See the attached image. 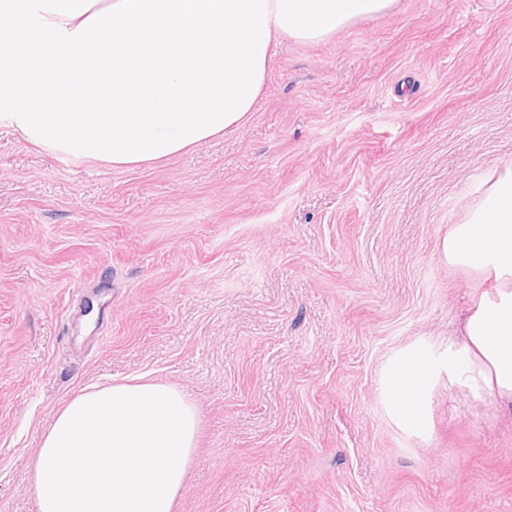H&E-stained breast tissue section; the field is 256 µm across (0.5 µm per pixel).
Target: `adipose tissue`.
<instances>
[{"label": "adipose tissue", "mask_w": 512, "mask_h": 512, "mask_svg": "<svg viewBox=\"0 0 512 512\" xmlns=\"http://www.w3.org/2000/svg\"><path fill=\"white\" fill-rule=\"evenodd\" d=\"M396 0H0V128L54 155L156 162L244 123L282 41H323ZM482 286L441 354L400 352L385 403L429 432L440 376L512 405V165L439 247ZM199 434L178 388L89 386L56 412L30 466L37 512H175Z\"/></svg>", "instance_id": "ef3b65f1"}]
</instances>
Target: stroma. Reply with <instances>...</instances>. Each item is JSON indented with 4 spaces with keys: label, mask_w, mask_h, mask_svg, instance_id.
I'll return each mask as SVG.
<instances>
[{
    "label": "stroma",
    "mask_w": 512,
    "mask_h": 512,
    "mask_svg": "<svg viewBox=\"0 0 512 512\" xmlns=\"http://www.w3.org/2000/svg\"><path fill=\"white\" fill-rule=\"evenodd\" d=\"M512 164V0H397L288 40L248 120L115 168L0 128V512L79 389L184 391L177 512H512V407L440 380L433 428L381 395L476 292L438 244Z\"/></svg>",
    "instance_id": "35a3bbf8"
}]
</instances>
